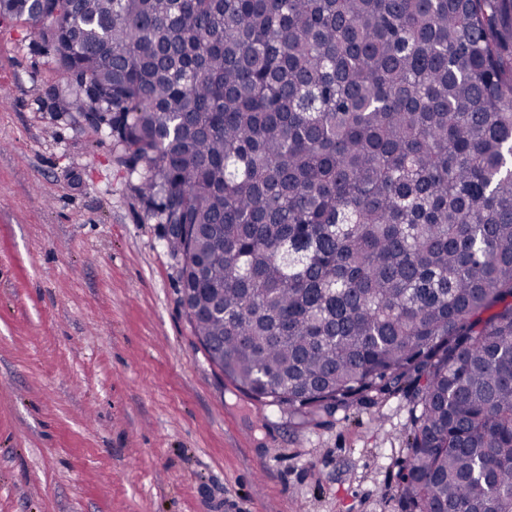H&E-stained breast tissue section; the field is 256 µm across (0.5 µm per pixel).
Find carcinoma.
Segmentation results:
<instances>
[{"label":"carcinoma","instance_id":"carcinoma-1","mask_svg":"<svg viewBox=\"0 0 512 512\" xmlns=\"http://www.w3.org/2000/svg\"><path fill=\"white\" fill-rule=\"evenodd\" d=\"M234 387L402 393V512H512V0H41Z\"/></svg>","mask_w":512,"mask_h":512}]
</instances>
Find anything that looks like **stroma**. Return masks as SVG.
<instances>
[{
  "label": "stroma",
  "instance_id": "stroma-1",
  "mask_svg": "<svg viewBox=\"0 0 512 512\" xmlns=\"http://www.w3.org/2000/svg\"><path fill=\"white\" fill-rule=\"evenodd\" d=\"M1 89L0 512H401L407 398L305 424L238 391L32 22L0 18Z\"/></svg>",
  "mask_w": 512,
  "mask_h": 512
}]
</instances>
